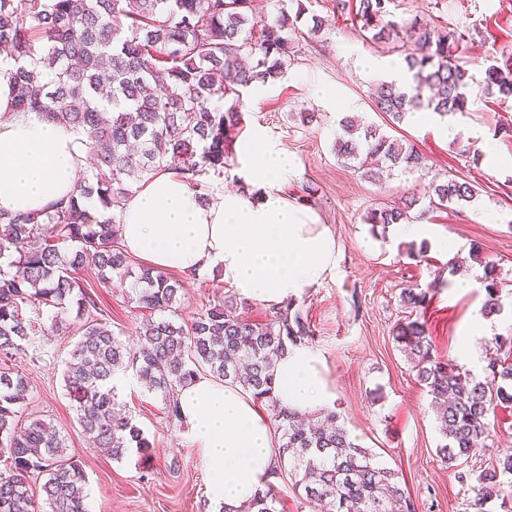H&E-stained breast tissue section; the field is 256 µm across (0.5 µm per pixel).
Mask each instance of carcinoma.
Returning a JSON list of instances; mask_svg holds the SVG:
<instances>
[{"instance_id":"1","label":"carcinoma","mask_w":512,"mask_h":512,"mask_svg":"<svg viewBox=\"0 0 512 512\" xmlns=\"http://www.w3.org/2000/svg\"><path fill=\"white\" fill-rule=\"evenodd\" d=\"M389 3L359 0L356 12L372 40L387 43L403 34L412 43L404 57L411 81L380 82L378 111L394 122L423 103L441 117L464 112L473 78L452 52L462 35L415 19L385 22ZM252 11L253 0H0V53L14 62L4 75L17 109L82 131L92 154V174L69 199L39 215L0 212V457L11 460L10 470L0 472V512H36L38 490L47 512H87L86 476L67 454L64 436L44 420L20 422L17 406L28 382L8 365L35 337L65 335L76 323L79 340L66 362L64 387L82 432L112 459L152 447L120 400L114 384L119 370L131 366L147 391L162 394L172 424L180 419L178 393L204 371L240 386L270 411L279 434L273 475L292 493L328 505V512H415L398 473L351 441L335 411L305 423L273 395L278 360L313 336L293 301L266 323L243 317L234 299L201 308L188 323L177 311L182 281L135 265L121 246L119 214L134 194L132 185L175 170L208 203L210 183L224 177V141L241 121L240 90L287 71L293 56L288 30L302 10L292 15L280 8L257 35ZM484 87L512 96V71L489 66ZM229 97L226 108L222 101ZM339 125L336 156L348 163L361 166L375 155L390 171L411 173L421 165L413 146L373 124L346 116ZM476 197L470 183L449 179L432 187L428 207L446 210ZM417 204L411 198L373 209L366 223L374 230L406 224L418 219L411 215ZM88 269L105 288L115 279L132 280L138 306L157 314L144 324L137 350L116 341L80 278ZM483 287L486 313L499 312L500 281L492 264H485ZM426 302L425 291L402 292L401 303L412 313L425 310ZM28 309L75 316L38 329ZM395 339L435 403L442 459L473 456L491 436L490 414L512 405V362H494L485 380L442 362L418 317L407 319ZM502 476L512 477V453L476 478L473 512H484L497 497L502 512H512ZM275 503L270 488L236 512H277Z\"/></svg>"}]
</instances>
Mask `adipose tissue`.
<instances>
[{
	"instance_id": "ef3b65f1",
	"label": "adipose tissue",
	"mask_w": 512,
	"mask_h": 512,
	"mask_svg": "<svg viewBox=\"0 0 512 512\" xmlns=\"http://www.w3.org/2000/svg\"><path fill=\"white\" fill-rule=\"evenodd\" d=\"M10 66L1 56L0 211L29 215L72 193L86 145L72 127L16 110L4 75ZM236 161L244 189L206 205L176 171L156 175L123 209V246L159 270L218 273L241 297L277 308L333 272L336 240L311 211L282 194L293 161L262 126L239 138ZM275 391L284 407L306 414L332 399L321 362L306 346L279 361ZM178 403L217 505L236 508L268 489L277 464L268 413L240 388L206 375L185 386Z\"/></svg>"
}]
</instances>
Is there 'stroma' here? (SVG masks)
Here are the masks:
<instances>
[{
    "instance_id": "stroma-1",
    "label": "stroma",
    "mask_w": 512,
    "mask_h": 512,
    "mask_svg": "<svg viewBox=\"0 0 512 512\" xmlns=\"http://www.w3.org/2000/svg\"><path fill=\"white\" fill-rule=\"evenodd\" d=\"M334 0H302L305 14L293 36L295 56L281 79L262 93L242 91L241 128L258 124L288 148L294 169L281 189L297 206L315 212L328 225L338 246L333 274L306 289L296 306L314 332L310 349L323 364L335 398L331 404L354 443L370 449L388 468L402 474L403 488L416 512H472L470 478L491 470L512 452V406L489 417L492 438L486 448L454 468L437 452L441 442L431 397L419 384L394 339L396 325L407 316L403 289L419 288L430 299L425 318L433 352L441 360L485 377L497 350L494 337H512V97L482 89L490 65L512 67V0H392L394 20L415 18L463 32L456 57L474 78L468 110L434 117L427 124L399 123L376 112L373 93L392 79L408 42L371 41L355 10L337 11ZM322 19L312 33L314 19ZM373 69L361 64L363 55ZM334 91L337 102L318 99L314 90ZM374 123L387 136L415 145L422 166L413 174L378 180L348 168L337 158L334 142L343 116ZM480 150L491 146L498 162L472 163L454 147L455 140ZM466 181L478 191L472 203L427 214L428 245L424 261L407 255L409 240L397 227L372 230L368 211L408 195L427 200L430 186L448 179ZM445 237L455 244L448 254L433 247ZM462 262L459 275L446 274ZM493 263L501 280V311L483 312L485 292L479 284L485 263ZM470 278L467 291L456 286ZM180 312L184 319L207 303L231 296L213 274L183 275ZM128 286L98 288L102 308L112 316L119 342L136 349L147 318L128 298ZM76 333L42 340L39 353L25 351L12 359L26 377L29 391L19 407L22 422L43 419L66 437L67 452L86 476L88 512H213L207 476L186 430L169 424L164 402L145 392L134 371L116 378L123 402L152 444L148 455L130 452L122 461L90 447L66 394L63 369L77 341Z\"/></svg>"
}]
</instances>
